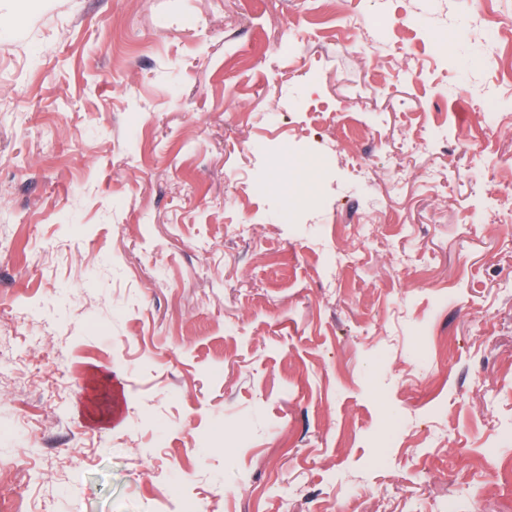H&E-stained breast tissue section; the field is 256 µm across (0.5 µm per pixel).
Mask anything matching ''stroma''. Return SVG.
<instances>
[{"instance_id":"35a3bbf8","label":"stroma","mask_w":512,"mask_h":512,"mask_svg":"<svg viewBox=\"0 0 512 512\" xmlns=\"http://www.w3.org/2000/svg\"><path fill=\"white\" fill-rule=\"evenodd\" d=\"M491 10L0 0V512H512Z\"/></svg>"}]
</instances>
